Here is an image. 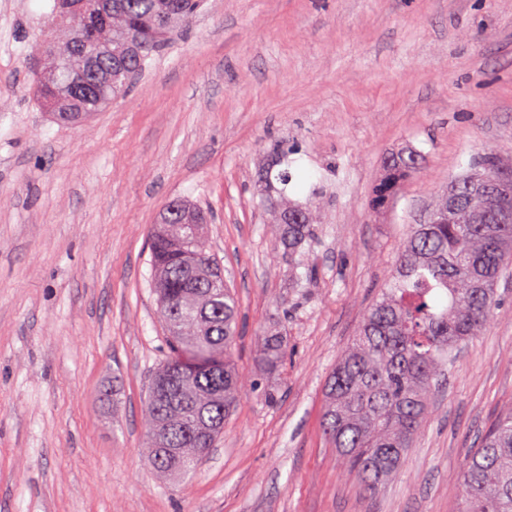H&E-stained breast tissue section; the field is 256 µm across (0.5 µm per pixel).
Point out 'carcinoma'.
<instances>
[{"label":"carcinoma","mask_w":512,"mask_h":512,"mask_svg":"<svg viewBox=\"0 0 512 512\" xmlns=\"http://www.w3.org/2000/svg\"><path fill=\"white\" fill-rule=\"evenodd\" d=\"M202 0H57L59 17L95 23L85 49L67 58L55 52L49 71L86 86L59 97L49 77L38 78L40 103L55 120L77 125L87 113L124 96ZM410 150L392 160L391 188L419 168ZM267 172L264 202L285 195L293 180L288 156ZM481 179L466 174L448 186L439 219L411 224L385 289L364 315L326 386L323 426L337 456L376 492L399 470L421 422L430 413L434 380L446 374L460 348L478 336L499 304L497 282L512 265V170L496 154L477 163ZM283 185L278 189L275 184ZM169 223L151 233L153 286L159 316L170 337L169 355L154 373L144 401L148 463L155 471L183 476L197 468L224 431V420L242 395L232 361L239 333L238 306L222 269L196 221L208 213L184 200L166 203ZM288 254L305 257L317 233L319 213L311 200L278 210ZM261 360L274 370L282 339L261 338ZM461 512H512V412L480 438L462 476Z\"/></svg>","instance_id":"carcinoma-1"}]
</instances>
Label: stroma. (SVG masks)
Returning <instances> with one entry per match:
<instances>
[{"label": "stroma", "mask_w": 512, "mask_h": 512, "mask_svg": "<svg viewBox=\"0 0 512 512\" xmlns=\"http://www.w3.org/2000/svg\"><path fill=\"white\" fill-rule=\"evenodd\" d=\"M56 23L54 0H0V512H461L463 466L512 410V274L377 492L330 446L324 387L408 226L484 153L512 166V0H205L78 127L33 84ZM408 146L420 169L373 211ZM283 154L288 198L323 202L300 288L256 193ZM176 198L210 212L243 323L245 394L187 480L148 467L140 420L168 354L151 229ZM261 360L264 367L274 370L279 367L283 357L282 339L275 333H267L261 338Z\"/></svg>", "instance_id": "1"}]
</instances>
